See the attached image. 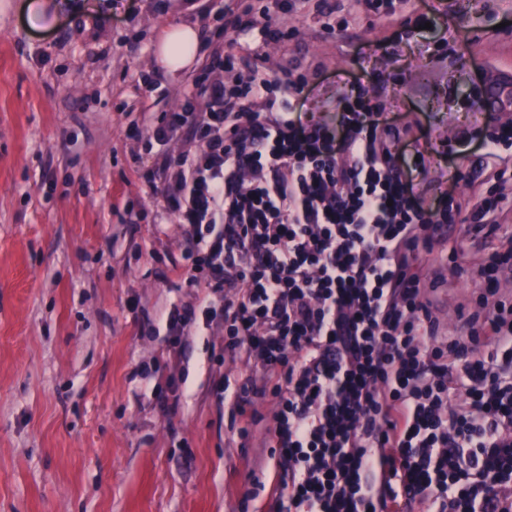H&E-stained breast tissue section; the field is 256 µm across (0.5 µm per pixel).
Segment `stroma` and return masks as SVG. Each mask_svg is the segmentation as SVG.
I'll return each instance as SVG.
<instances>
[{
  "label": "stroma",
  "mask_w": 512,
  "mask_h": 512,
  "mask_svg": "<svg viewBox=\"0 0 512 512\" xmlns=\"http://www.w3.org/2000/svg\"><path fill=\"white\" fill-rule=\"evenodd\" d=\"M22 0H0V512H272L280 479L263 425L247 442L212 383H240L244 361L219 355L220 337L194 330L173 354L159 316L199 304L181 272L185 237L175 216L146 204L132 159L143 103L181 111L196 75H172L155 53L164 28L195 24L221 55L244 40L222 34L213 0H49L32 26ZM443 28L360 18L323 29L315 15H263L289 37L265 47L263 72L298 68L296 110L365 89L405 133L403 163L421 204L448 193L470 207L489 170L477 144L489 131L474 101L500 90L512 122V0H432ZM370 53L364 65L358 47ZM153 94H146V85ZM512 246V215L497 236L454 226L421 274L435 281L444 329L484 296L480 258ZM160 363L151 376L139 366ZM184 382L178 406L154 391Z\"/></svg>",
  "instance_id": "35a3bbf8"
}]
</instances>
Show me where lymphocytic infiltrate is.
Returning <instances> with one entry per match:
<instances>
[{
	"label": "lymphocytic infiltrate",
	"mask_w": 512,
	"mask_h": 512,
	"mask_svg": "<svg viewBox=\"0 0 512 512\" xmlns=\"http://www.w3.org/2000/svg\"><path fill=\"white\" fill-rule=\"evenodd\" d=\"M237 0L224 28L254 40L232 83L211 54L187 105L143 122L154 146L149 201L185 231L199 305L165 318L173 352L193 329L222 336L245 361L216 380L239 438L264 424L283 476L274 512H512V301L440 331L417 270L451 224L491 237L512 204V128L480 145L497 170L469 210L420 205L396 153L398 131L364 91L346 86L335 127L298 116L305 80L261 71L283 29L256 26ZM196 147L174 154L177 138ZM272 400L263 420L254 409Z\"/></svg>",
	"instance_id": "obj_1"
}]
</instances>
